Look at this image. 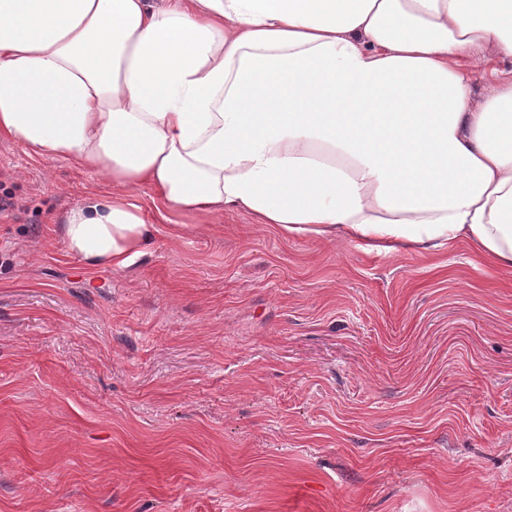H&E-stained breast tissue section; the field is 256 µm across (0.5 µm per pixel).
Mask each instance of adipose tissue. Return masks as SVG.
<instances>
[{
  "mask_svg": "<svg viewBox=\"0 0 512 512\" xmlns=\"http://www.w3.org/2000/svg\"><path fill=\"white\" fill-rule=\"evenodd\" d=\"M512 0H0V137L109 193L58 232L126 268L179 212L243 211L366 251L470 244L512 269ZM482 53L491 61L490 65L496 69V73L494 75L488 74L476 83L475 93L478 99H485L493 94L495 84L504 77L500 74L501 71L512 70V59L497 56L492 48H484Z\"/></svg>",
  "mask_w": 512,
  "mask_h": 512,
  "instance_id": "adipose-tissue-1",
  "label": "adipose tissue"
}]
</instances>
